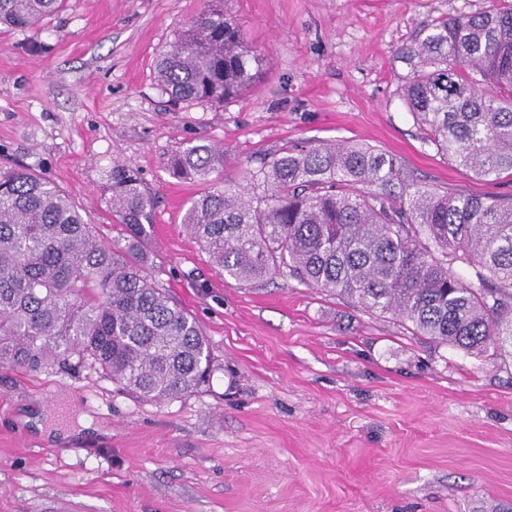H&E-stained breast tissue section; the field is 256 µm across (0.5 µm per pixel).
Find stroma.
Segmentation results:
<instances>
[{
  "mask_svg": "<svg viewBox=\"0 0 512 512\" xmlns=\"http://www.w3.org/2000/svg\"><path fill=\"white\" fill-rule=\"evenodd\" d=\"M512 0H228L265 58L224 104L174 101L160 54L205 0H65L0 26V165L57 184L101 237L113 159L155 198L159 288L197 318L208 384L145 400L89 368L0 367V512H512V362L412 335L392 314L287 276L224 279L182 217L188 144L227 185L286 145L344 140L431 190L512 197L438 153L404 96L402 48L437 21Z\"/></svg>",
  "mask_w": 512,
  "mask_h": 512,
  "instance_id": "stroma-1",
  "label": "stroma"
}]
</instances>
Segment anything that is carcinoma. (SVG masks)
Wrapping results in <instances>:
<instances>
[{
	"label": "carcinoma",
	"instance_id": "cac0c4a2",
	"mask_svg": "<svg viewBox=\"0 0 512 512\" xmlns=\"http://www.w3.org/2000/svg\"><path fill=\"white\" fill-rule=\"evenodd\" d=\"M224 4L205 0L161 55L157 79L172 99L222 104L259 79L264 56ZM62 6L0 0V25L27 28ZM401 59L409 110L437 150L482 179L512 174V9L442 19ZM223 168L224 151L210 144L169 164L207 186L183 224L224 278L290 276L400 316L439 345L512 360L511 200L426 189L362 143L285 146L245 187L221 184ZM105 192L121 241L101 239L49 179L0 168V366L89 367L146 399L191 393L209 375V345L149 274L154 198L118 159Z\"/></svg>",
	"mask_w": 512,
	"mask_h": 512
}]
</instances>
